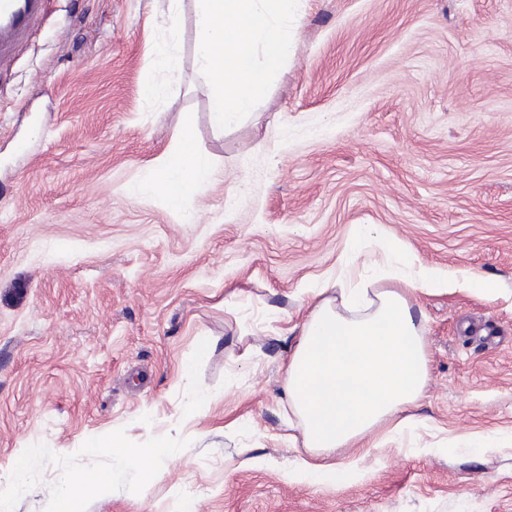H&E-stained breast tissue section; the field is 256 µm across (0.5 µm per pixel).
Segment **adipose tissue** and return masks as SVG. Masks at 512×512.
I'll return each mask as SVG.
<instances>
[{
  "mask_svg": "<svg viewBox=\"0 0 512 512\" xmlns=\"http://www.w3.org/2000/svg\"><path fill=\"white\" fill-rule=\"evenodd\" d=\"M295 12L296 0H195L196 51L217 127L236 125L255 112L271 73L292 50ZM194 125V114L184 113L181 138L146 167L134 187L137 194H164L180 211L214 178L213 160L193 144ZM372 267L380 277L395 280V288L372 295L353 283L350 271L340 272L335 284L342 304L330 298L314 304L286 366L288 404L298 418L304 447L315 452L354 448L358 454L327 472L301 461L294 479L322 471L332 482L364 472L376 429L394 418L403 426L413 422L411 410L429 381L414 292L489 288L484 278L457 279L408 256L396 265L376 261ZM91 446L138 469L148 482L157 477L158 462L174 452L167 438L137 449L116 434L93 440Z\"/></svg>",
  "mask_w": 512,
  "mask_h": 512,
  "instance_id": "obj_1",
  "label": "adipose tissue"
}]
</instances>
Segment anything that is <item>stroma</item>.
<instances>
[{"label":"stroma","mask_w":512,"mask_h":512,"mask_svg":"<svg viewBox=\"0 0 512 512\" xmlns=\"http://www.w3.org/2000/svg\"><path fill=\"white\" fill-rule=\"evenodd\" d=\"M194 13L52 0L0 73V505L53 512L77 489L83 512H512V0H298L292 56L225 129ZM186 112L218 172L182 215L131 189ZM362 225L496 287L416 294V424L380 426L361 476L294 483L310 452L285 364ZM112 432L177 453L147 483L86 453ZM92 470L107 495L81 485Z\"/></svg>","instance_id":"1"}]
</instances>
